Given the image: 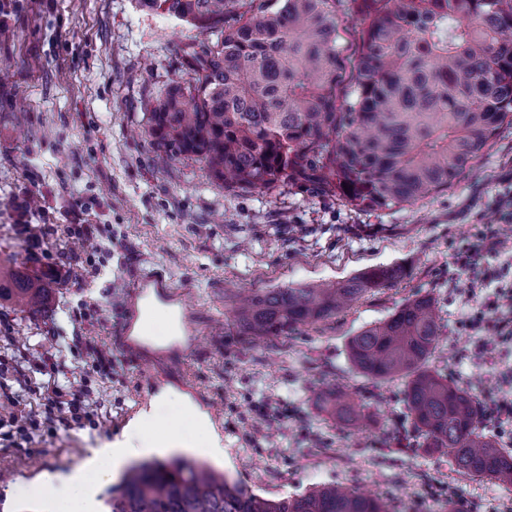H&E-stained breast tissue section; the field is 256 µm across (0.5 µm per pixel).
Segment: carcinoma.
<instances>
[{
  "label": "carcinoma",
  "mask_w": 512,
  "mask_h": 512,
  "mask_svg": "<svg viewBox=\"0 0 512 512\" xmlns=\"http://www.w3.org/2000/svg\"><path fill=\"white\" fill-rule=\"evenodd\" d=\"M198 31L190 79L150 101L164 161L199 162L226 191L308 187L359 211L414 205L454 187L512 126V0H136ZM353 31L343 57L340 32ZM409 275L378 265L332 284L273 288L233 311L238 335L287 336ZM0 302L38 312L40 278L0 260ZM441 336L430 295L404 301L347 343L374 382L400 379L424 452L460 475L512 484V450L481 431L476 396L429 367ZM343 425L365 419L334 385L317 397ZM110 512H390L377 496L325 485L270 499L184 457L131 467Z\"/></svg>",
  "instance_id": "cac0c4a2"
}]
</instances>
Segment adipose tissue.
Instances as JSON below:
<instances>
[{"label":"adipose tissue","instance_id":"adipose-tissue-1","mask_svg":"<svg viewBox=\"0 0 512 512\" xmlns=\"http://www.w3.org/2000/svg\"><path fill=\"white\" fill-rule=\"evenodd\" d=\"M158 414L159 408L155 405L140 412L129 422L121 438L95 450L82 467L57 476L56 491L64 512H95L96 504L89 492L91 483L117 471L131 458L162 452L169 444L185 443L205 456L223 455L220 439L209 433L203 417L182 411L180 426L161 436L155 429Z\"/></svg>","mask_w":512,"mask_h":512}]
</instances>
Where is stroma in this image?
<instances>
[{
    "label": "stroma",
    "instance_id": "obj_1",
    "mask_svg": "<svg viewBox=\"0 0 512 512\" xmlns=\"http://www.w3.org/2000/svg\"><path fill=\"white\" fill-rule=\"evenodd\" d=\"M0 258L39 276L49 306L29 313L0 306V414L32 415L28 441L0 439V512H57L49 495L26 497L45 474L69 472L120 435L163 392L184 403L204 399L224 443L214 469L258 494L286 498L328 484L384 497L392 512H512V487L464 478L447 458L426 454L403 403L404 384L374 383L347 357L349 339L406 299L434 297L442 336L429 364L464 387L496 394L512 352L489 363L466 359L493 337L459 330L466 305L448 283L449 240L473 238L496 222L495 201L512 186V127L480 164L447 192L414 205L350 210L337 198L301 188L234 195L202 165L159 167L148 135L152 96L187 78L182 48L192 32L135 0H0ZM35 205L28 220L19 206ZM71 224L99 225L112 239L74 247ZM401 265L398 285L289 336L252 342L236 334L241 295L344 280L367 267ZM69 267L66 279L49 275ZM156 275L182 292L191 330L174 365L131 352L120 329L132 317L133 291ZM92 337L120 360L118 373H88L100 410L93 422L65 426L66 405L37 386L43 357L84 364L73 337ZM24 372L32 390L15 380ZM347 385L365 405L368 429L343 428L319 409L323 383ZM286 401L287 421L254 431L261 399ZM434 494L422 499L425 488Z\"/></svg>",
    "mask_w": 512,
    "mask_h": 512
}]
</instances>
